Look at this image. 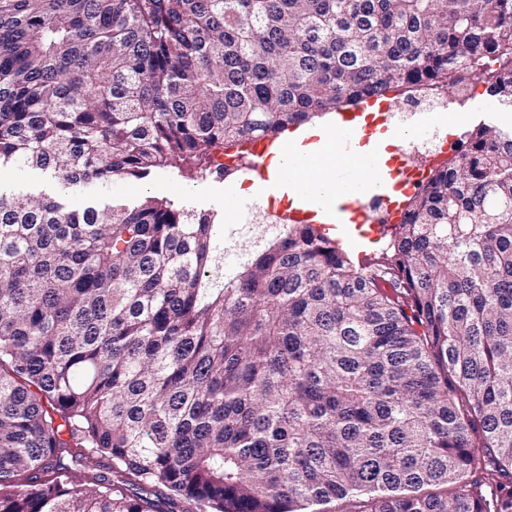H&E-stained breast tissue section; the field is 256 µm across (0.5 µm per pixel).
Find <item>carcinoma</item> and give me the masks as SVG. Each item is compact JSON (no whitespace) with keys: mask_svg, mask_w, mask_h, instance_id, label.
<instances>
[{"mask_svg":"<svg viewBox=\"0 0 512 512\" xmlns=\"http://www.w3.org/2000/svg\"><path fill=\"white\" fill-rule=\"evenodd\" d=\"M420 85L511 111L512 0H0V168L68 185ZM459 140L368 263L0 193V512H512V128Z\"/></svg>","mask_w":512,"mask_h":512,"instance_id":"cac0c4a2","label":"carcinoma"}]
</instances>
